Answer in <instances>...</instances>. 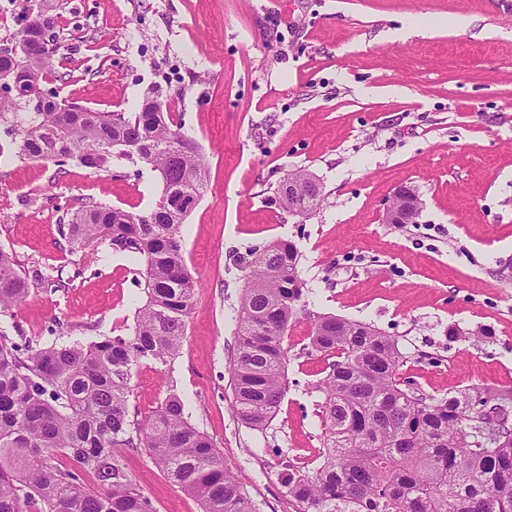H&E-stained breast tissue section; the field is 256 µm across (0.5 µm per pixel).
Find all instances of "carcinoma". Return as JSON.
Instances as JSON below:
<instances>
[{"label":"carcinoma","instance_id":"1","mask_svg":"<svg viewBox=\"0 0 512 512\" xmlns=\"http://www.w3.org/2000/svg\"><path fill=\"white\" fill-rule=\"evenodd\" d=\"M56 0H33L27 23L6 43L18 47L14 67L23 89L54 73L56 49L42 34ZM16 156L74 162L109 172L115 158L137 159L155 172L162 195L135 213L89 199L60 217L70 246L107 242L142 264L145 300L131 334L84 344L18 346L0 329V512H154L130 475L121 449L140 450L167 479L200 502L202 512H258L224 463V453L185 415L170 391L143 421L132 418L133 370L148 361L160 372L179 355L192 300L201 287L187 265L181 226L206 187L200 146L174 128L154 92L135 112H100L67 99L37 106L0 96V116ZM287 174L272 202L306 216L323 189L288 198ZM240 298L237 348L228 373L231 408L264 430L288 390L283 346L305 283L298 253L274 241L250 253ZM30 295L29 279L0 249V318ZM311 349L333 357L317 388L320 448L293 456L279 479L293 512H512V424L488 434L471 409L484 397L512 412V390L480 388L443 397L414 392L399 378L406 357L397 341L372 325L324 315Z\"/></svg>","mask_w":512,"mask_h":512}]
</instances>
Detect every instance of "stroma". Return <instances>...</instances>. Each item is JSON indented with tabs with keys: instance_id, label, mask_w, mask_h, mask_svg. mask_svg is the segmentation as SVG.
Masks as SVG:
<instances>
[{
	"instance_id": "35a3bbf8",
	"label": "stroma",
	"mask_w": 512,
	"mask_h": 512,
	"mask_svg": "<svg viewBox=\"0 0 512 512\" xmlns=\"http://www.w3.org/2000/svg\"><path fill=\"white\" fill-rule=\"evenodd\" d=\"M60 15L46 90L128 112L160 92L209 164L181 227L202 286L171 369L132 376L139 417L176 391L259 512H278L282 461L320 446L318 316L394 337L415 391L512 388V0H62ZM406 21L424 33L392 38ZM300 169L325 194L306 217L272 202ZM402 185L422 201L405 228L383 216ZM161 192L142 163L60 169L17 157L0 130V248L32 281L0 327L20 344L129 335L138 263L106 244L70 248L59 218L90 198L143 211ZM281 239L305 293L285 339L287 395L259 432L228 405L249 274L237 258ZM124 456L156 512H201L144 452Z\"/></svg>"
}]
</instances>
